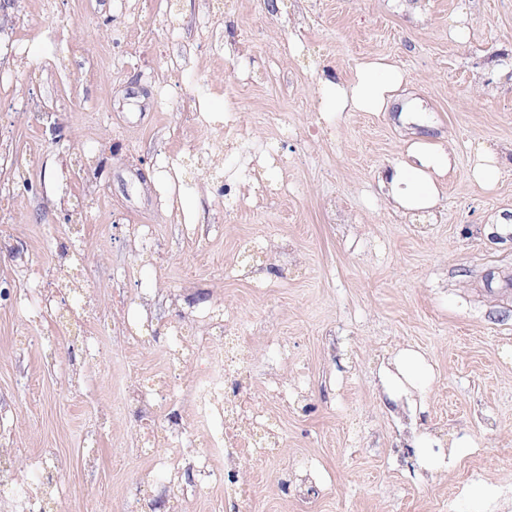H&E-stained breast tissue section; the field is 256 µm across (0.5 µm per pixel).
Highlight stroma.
Instances as JSON below:
<instances>
[{"label": "stroma", "mask_w": 512, "mask_h": 512, "mask_svg": "<svg viewBox=\"0 0 512 512\" xmlns=\"http://www.w3.org/2000/svg\"><path fill=\"white\" fill-rule=\"evenodd\" d=\"M210 2L215 47L197 35L199 0L0 14V149L19 166L0 187V289L54 288L70 250L95 301L56 294L58 329L0 299V440L21 461H68L45 512H123L147 462L111 385L127 362L163 361L121 334L96 352L82 339L144 294L160 338L218 303L260 371L287 357L308 392L256 396L284 443L244 475L254 512H512V0ZM375 56L404 73L398 107L322 111L320 78ZM158 87L170 111H151ZM239 133L257 152L212 165ZM423 137L458 166L434 216L412 221L378 176ZM480 143L504 160L492 192L469 175ZM252 235L288 242L292 265L237 277ZM410 348L431 366L412 416L379 382ZM74 363L87 385L65 384ZM458 438L472 443L460 463L422 468Z\"/></svg>", "instance_id": "obj_1"}]
</instances>
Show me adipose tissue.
Segmentation results:
<instances>
[{"label": "adipose tissue", "mask_w": 512, "mask_h": 512, "mask_svg": "<svg viewBox=\"0 0 512 512\" xmlns=\"http://www.w3.org/2000/svg\"><path fill=\"white\" fill-rule=\"evenodd\" d=\"M403 80L400 69L389 58L376 56L359 64L349 79L320 80L318 92L328 112H383ZM456 155L442 141L411 143L379 177L381 188L394 211L409 218L433 214L445 191L447 176L454 171ZM424 358L413 350L403 351L386 369L383 388L420 387Z\"/></svg>", "instance_id": "ef3b65f1"}]
</instances>
